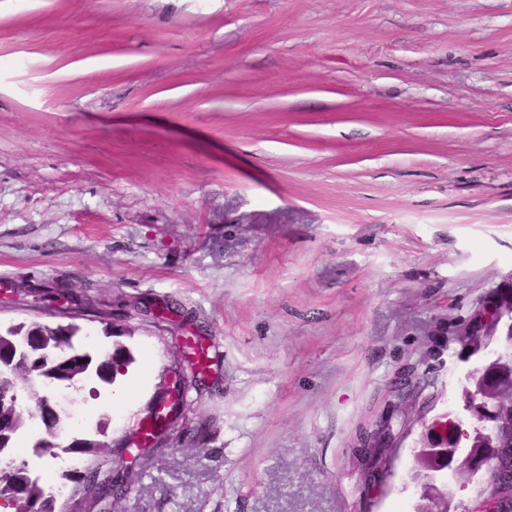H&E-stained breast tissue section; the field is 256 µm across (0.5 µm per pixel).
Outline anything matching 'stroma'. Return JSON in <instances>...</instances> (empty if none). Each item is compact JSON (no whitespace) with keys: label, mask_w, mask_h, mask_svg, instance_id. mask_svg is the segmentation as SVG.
I'll return each mask as SVG.
<instances>
[{"label":"stroma","mask_w":512,"mask_h":512,"mask_svg":"<svg viewBox=\"0 0 512 512\" xmlns=\"http://www.w3.org/2000/svg\"><path fill=\"white\" fill-rule=\"evenodd\" d=\"M511 272L512 0H0V325L130 350L62 438L137 472L114 512H412V439L382 479L357 436L462 406ZM512 288V272L483 297L478 305L471 312L469 317L455 326L454 336H485L477 352L482 353L478 365L470 369L467 373L469 378L476 382L484 381L486 368L493 363H500L499 346L491 340L494 336H508L506 345L512 348V291L511 306L508 309L500 310L495 313L492 320H488L484 311L486 308L494 311V306L490 303L496 297L500 288ZM171 398L172 403L174 405V411L172 413H169V421L168 425L165 427V429L159 434L157 438L154 437H148L145 433H142L141 435L137 432L138 426L141 421H144L145 418L139 421L137 424V428L131 433L132 442H135L140 446L138 449H146V448H157L161 446L164 441L166 434L170 430L171 426L174 425L175 422H173V418L175 417L176 413L179 412L181 406H182V400H183V394L182 390L179 384L177 382H172L167 387V392L151 407L149 410L152 413H164L165 409L168 407L167 404H164L165 399Z\"/></svg>","instance_id":"obj_1"}]
</instances>
